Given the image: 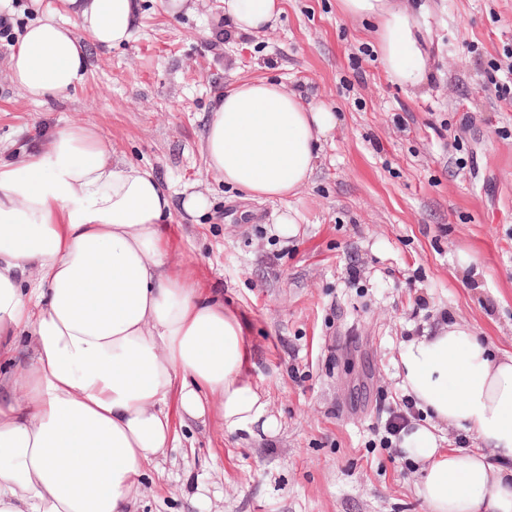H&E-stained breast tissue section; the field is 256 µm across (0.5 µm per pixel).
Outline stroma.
<instances>
[{
    "instance_id": "obj_1",
    "label": "stroma",
    "mask_w": 512,
    "mask_h": 512,
    "mask_svg": "<svg viewBox=\"0 0 512 512\" xmlns=\"http://www.w3.org/2000/svg\"><path fill=\"white\" fill-rule=\"evenodd\" d=\"M127 45H88L83 83L37 102L6 77L0 38V157L42 131L94 125L126 160L205 194L174 207L166 235L204 295L247 318L251 380L280 427L247 442L216 414L177 426L146 469L136 512H428L420 473L377 427L406 396L395 360L443 318L512 352V0H412L427 22L428 82L392 83L373 25L337 0H285L273 29L225 36L224 0L170 15L139 0ZM282 82L329 104L307 187L257 201L205 173L203 134L220 92L240 78ZM299 214L284 238L277 223ZM356 278H349L350 267Z\"/></svg>"
}]
</instances>
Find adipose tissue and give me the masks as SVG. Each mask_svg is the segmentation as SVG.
<instances>
[{
  "mask_svg": "<svg viewBox=\"0 0 512 512\" xmlns=\"http://www.w3.org/2000/svg\"><path fill=\"white\" fill-rule=\"evenodd\" d=\"M67 20L42 14L7 60L33 100L65 95L87 73L85 41L128 44L136 0H63ZM351 20H377L386 75L426 79L422 19L406 0H338ZM283 0H224L234 33L259 34ZM336 126L324 103H304L262 78L219 95L206 127V172L253 199L297 196ZM168 187L121 159L94 126L48 132L0 161V512H135L146 465L164 456L174 417L217 412L224 428L274 435L270 402L254 388L245 315L202 296L176 269L161 227ZM396 375L424 422L402 433L419 465L429 512H512V352L444 320L398 349ZM479 448H443L448 428Z\"/></svg>",
  "mask_w": 512,
  "mask_h": 512,
  "instance_id": "adipose-tissue-1",
  "label": "adipose tissue"
}]
</instances>
